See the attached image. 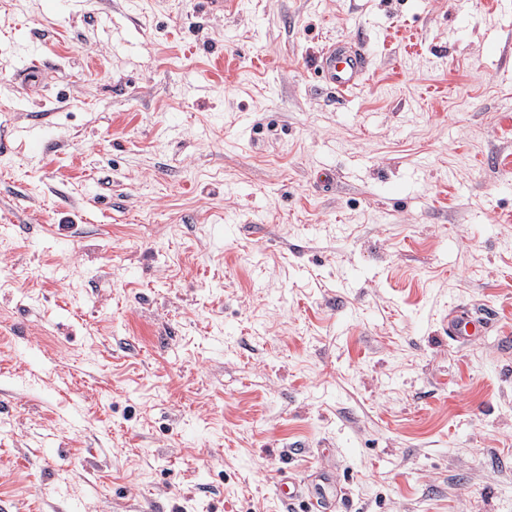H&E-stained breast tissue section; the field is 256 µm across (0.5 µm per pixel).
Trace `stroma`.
Listing matches in <instances>:
<instances>
[{
  "label": "stroma",
  "mask_w": 512,
  "mask_h": 512,
  "mask_svg": "<svg viewBox=\"0 0 512 512\" xmlns=\"http://www.w3.org/2000/svg\"><path fill=\"white\" fill-rule=\"evenodd\" d=\"M323 468L334 512H512V0H0V512ZM317 68L330 89L346 94L363 83L369 71V59L361 48L337 41L322 50ZM486 320L484 318L452 316L448 318V335L452 338H461L469 340L471 336H477L484 332L486 327Z\"/></svg>",
  "instance_id": "35a3bbf8"
}]
</instances>
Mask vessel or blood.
<instances>
[{
  "mask_svg": "<svg viewBox=\"0 0 512 512\" xmlns=\"http://www.w3.org/2000/svg\"><path fill=\"white\" fill-rule=\"evenodd\" d=\"M318 70L325 84L333 91L346 94L363 83L369 71V59L360 48L344 42L327 45L321 52ZM486 321L482 318L452 316L448 320V334L464 340L479 335L485 330ZM282 487L287 502H294L298 497L308 496L310 512H329L330 494L336 484L329 472L323 471L310 492H303L300 484L293 477H286Z\"/></svg>",
  "mask_w": 512,
  "mask_h": 512,
  "instance_id": "vessel-or-blood-1",
  "label": "vessel or blood"
}]
</instances>
